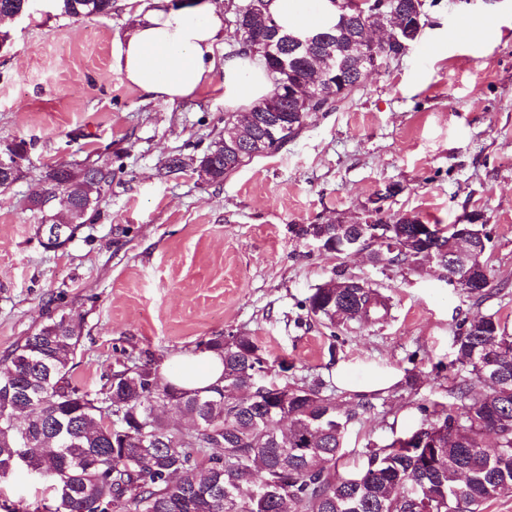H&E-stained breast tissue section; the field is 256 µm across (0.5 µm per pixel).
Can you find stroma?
Here are the masks:
<instances>
[{
  "label": "stroma",
  "mask_w": 512,
  "mask_h": 512,
  "mask_svg": "<svg viewBox=\"0 0 512 512\" xmlns=\"http://www.w3.org/2000/svg\"><path fill=\"white\" fill-rule=\"evenodd\" d=\"M139 6L154 0H112L109 15L76 20L56 0H30L5 26L0 148L22 140L27 154L20 179L0 190V353L48 317L71 318L82 328L72 377L95 392L128 352H149L165 379L199 341L244 331L270 381H322L350 414L341 464L353 465L367 443L419 427V405L450 404L453 386L470 380L451 365L461 320L492 315L512 332V0H426L402 59L219 184L195 160L224 129L223 73L194 96L146 100L117 67ZM467 17L481 27L451 40ZM173 157L185 166L165 175ZM84 159L111 162L112 186L92 221L48 248L41 216L61 206L41 214L30 200L50 166ZM392 184L400 192L385 196ZM377 203L388 219L489 225L486 294L462 292L425 258L377 264L372 247L336 254L294 233L362 220ZM340 271L389 296L390 317L334 326L311 313L309 295ZM343 362L391 368L400 381L358 411L334 378ZM50 497L23 470L0 483V505L20 512Z\"/></svg>",
  "instance_id": "stroma-1"
}]
</instances>
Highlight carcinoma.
I'll use <instances>...</instances> for the list:
<instances>
[{"label":"carcinoma","mask_w":512,"mask_h":512,"mask_svg":"<svg viewBox=\"0 0 512 512\" xmlns=\"http://www.w3.org/2000/svg\"><path fill=\"white\" fill-rule=\"evenodd\" d=\"M261 8L241 18L250 38L264 40L278 25ZM60 14L105 16L112 0H59ZM361 21L353 12L336 15V24L318 31L310 54L332 56L362 86L354 45ZM273 76L274 93L254 105L260 124L275 111L290 118L298 100L314 90L318 70L306 62L288 71L277 59L257 52ZM298 97L282 94V84ZM224 138L215 140L197 165L209 168L211 182L238 168L224 156ZM47 188L31 200L44 212L59 200L71 225L52 224L62 242L71 241L96 212L112 184V164L80 167L61 163L45 174ZM420 219L403 214L388 225L390 238L406 241V251L375 253L377 262L418 259L431 246L419 235ZM440 246L463 275L472 252L490 242L486 225L440 228ZM318 237L325 250H343L348 237L367 241L356 224H306L296 236ZM345 288H318L307 299L309 310L336 322H379L389 299L370 284L340 278ZM81 327L60 316L48 321L0 355V482L17 469L49 484L52 503L34 512H480L482 504L512 493V334L493 317L463 321L455 336V362L485 385L478 395L469 385L452 389L461 411L421 405L416 444L405 432L362 452L361 466L339 470L350 416L322 383L293 384L288 398L263 393L269 363L256 339L245 333L198 342L202 352H217L224 362L222 383L185 390L162 380L152 359L128 355L96 395L72 379ZM172 400L193 421L189 429L166 423L161 404ZM492 434L496 445H485ZM209 448L219 452L199 461Z\"/></svg>","instance_id":"cac0c4a2"}]
</instances>
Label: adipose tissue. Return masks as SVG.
I'll return each mask as SVG.
<instances>
[{
	"mask_svg": "<svg viewBox=\"0 0 512 512\" xmlns=\"http://www.w3.org/2000/svg\"><path fill=\"white\" fill-rule=\"evenodd\" d=\"M156 8L137 18L120 46L118 68L126 80L149 100L164 102L193 96L214 71V46L221 24L209 0L185 6L157 0ZM270 12L287 32L306 36L333 26L336 9L329 0H270ZM224 103L235 108L253 104L274 91L261 57L225 59L222 68ZM224 366L214 353H185L170 381L185 389H201L219 383ZM339 385L354 393L387 389L399 380L391 369L356 374L347 365L336 367Z\"/></svg>",
	"mask_w": 512,
	"mask_h": 512,
	"instance_id": "obj_1",
	"label": "adipose tissue"
}]
</instances>
